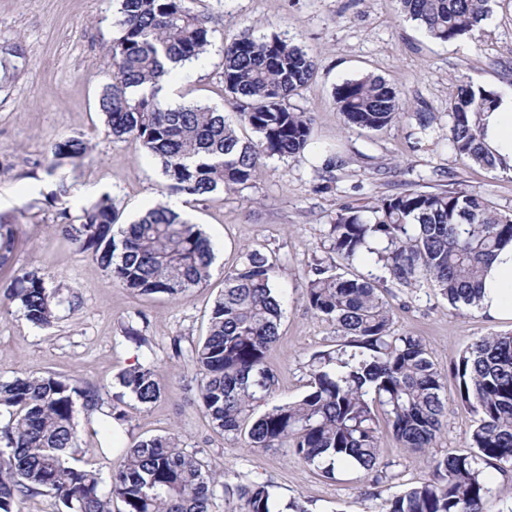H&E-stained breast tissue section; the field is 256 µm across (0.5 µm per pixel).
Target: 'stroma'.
I'll return each mask as SVG.
<instances>
[{
    "label": "stroma",
    "instance_id": "stroma-1",
    "mask_svg": "<svg viewBox=\"0 0 512 512\" xmlns=\"http://www.w3.org/2000/svg\"><path fill=\"white\" fill-rule=\"evenodd\" d=\"M194 7L210 15L215 38L206 54L173 77L165 105H208L235 121L224 94V46L248 29L257 37L275 32L316 62L308 85L291 99L312 114L314 129L300 154L265 159L249 187L203 200L181 196V213L212 240L215 261L206 285L170 298L123 288L52 229L60 211L77 215L105 194L121 224L162 198L160 163L135 142L108 136L98 107L114 79L109 48L120 35L119 0H0V216L26 213L13 266L37 271L49 285L72 287L78 297L76 310L58 309L46 328L29 322L17 304H0V380L56 374L93 387L99 405L79 411L77 445L81 466L103 479L120 466L125 448L175 433L222 481L213 512H238L236 487L261 481L272 484L277 500L302 498L313 512H381L383 489L396 492L427 480L430 456L463 450L476 416L458 402L454 378L445 380L443 430L429 453L402 447L384 423L381 476L346 468L328 479L288 449L253 448L243 436L214 429L197 405L190 362L175 357L173 341L187 344L205 335L225 271L246 251H260L274 261L284 297L280 340L267 357L278 379L270 401L301 399L309 391L311 355L338 342L334 324L309 308L304 285L313 259L327 255V228L341 206L408 189L452 188L480 192L512 212V174L473 165L448 141L456 84L512 95V0H492L477 38L445 43L400 17L396 0H196ZM366 74L399 89L410 116L382 132L347 128L333 90ZM419 112L432 113L428 129L419 127ZM69 135L82 136L89 152L65 170L70 195L50 205L54 180L44 171L46 152ZM351 271L378 279L394 312L393 332L421 336L440 369L475 340L512 332V318L453 310L430 283L410 288L363 261ZM130 326L143 343L126 337ZM146 363L168 381L162 397L149 406L128 396L115 402L120 374ZM115 407L125 416L117 438L104 418Z\"/></svg>",
    "mask_w": 512,
    "mask_h": 512
}]
</instances>
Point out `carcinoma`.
<instances>
[{"mask_svg":"<svg viewBox=\"0 0 512 512\" xmlns=\"http://www.w3.org/2000/svg\"><path fill=\"white\" fill-rule=\"evenodd\" d=\"M193 2L121 0V33L111 47L115 82L99 99L108 134L136 142L159 160L171 197L245 187L259 175L264 158L300 153L313 131L310 113L294 111L288 100L308 84L315 61L275 33L256 37L247 30L224 46V92L254 139L242 140L224 113L209 106L164 108L156 93H135L171 77L211 45V17L196 11ZM490 2L398 0L401 15L442 42L475 37ZM333 99L349 128L381 132L405 115L400 92L371 74L336 85ZM451 99V146L479 167L496 168L483 143L480 116L497 106L498 96L462 82ZM87 152L80 136L50 145L46 173L57 177L54 200L71 189L59 171L80 163ZM63 217L54 231L134 292L174 298L211 277L209 239L167 203L148 209L118 239L108 195ZM18 224V218L0 221L1 271L11 268ZM328 238L334 258L314 263L304 296L316 314L335 323L343 343L311 357V389L302 399L254 416L256 404L277 384L266 358L278 342L283 314L274 264L257 251L224 273L207 334L190 346V362L200 407L215 428L236 434L247 424L251 447H288L333 479L340 465L379 471L374 404L403 447L423 452L441 433L446 403L443 374L421 337L393 334V313L376 282L338 272L336 259L373 260L401 284L426 279L452 306L476 307L487 267L512 244V213L493 207L478 192L407 190L370 206L341 209ZM5 298L18 302L26 319L42 328L52 325L63 303L58 288L22 269L14 271ZM450 371L458 400L478 416L467 435L469 451L432 459L433 478L387 494L383 512H512V506H499L484 476L488 467L512 463V334L475 341L451 361ZM119 381L143 405L155 403L166 387L151 365L139 364ZM97 403L93 389L55 374L0 383V407L9 414L0 423L5 442L0 512H16L17 500L42 492L55 494L72 512H112L114 496L123 503L122 512H210L218 479L174 433L125 449L105 494L100 473L78 465L75 457L77 406L90 409ZM237 495L244 512H272L267 482L240 486Z\"/></svg>","mask_w":512,"mask_h":512,"instance_id":"carcinoma-1","label":"carcinoma"}]
</instances>
